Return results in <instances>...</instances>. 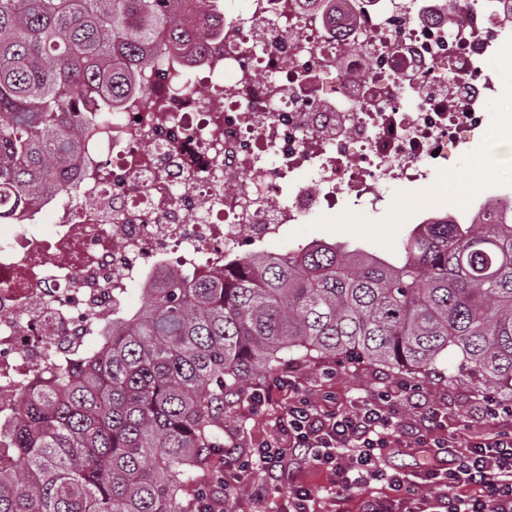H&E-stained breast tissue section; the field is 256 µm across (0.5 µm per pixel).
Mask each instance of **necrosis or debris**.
<instances>
[{"mask_svg": "<svg viewBox=\"0 0 512 512\" xmlns=\"http://www.w3.org/2000/svg\"><path fill=\"white\" fill-rule=\"evenodd\" d=\"M507 34L512 0H340L333 18L245 0L121 104L84 98L111 129L83 137L71 188L0 223V419L48 384L51 358L106 335L119 291L223 265L343 197L381 211L385 186L428 180L485 128Z\"/></svg>", "mask_w": 512, "mask_h": 512, "instance_id": "4bbe7bcc", "label": "necrosis or debris"}]
</instances>
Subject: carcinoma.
Returning <instances> with one entry per match:
<instances>
[{"instance_id": "carcinoma-1", "label": "carcinoma", "mask_w": 512, "mask_h": 512, "mask_svg": "<svg viewBox=\"0 0 512 512\" xmlns=\"http://www.w3.org/2000/svg\"><path fill=\"white\" fill-rule=\"evenodd\" d=\"M188 0H0V212L66 189L87 94L208 36ZM453 350L478 389L512 403V215L415 224L388 261L345 243L253 252L173 277L112 319L0 423V512H205L224 489V417L286 358L396 375Z\"/></svg>"}]
</instances>
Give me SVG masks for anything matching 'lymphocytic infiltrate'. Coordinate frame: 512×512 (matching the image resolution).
Masks as SVG:
<instances>
[{
  "label": "lymphocytic infiltrate",
  "mask_w": 512,
  "mask_h": 512,
  "mask_svg": "<svg viewBox=\"0 0 512 512\" xmlns=\"http://www.w3.org/2000/svg\"><path fill=\"white\" fill-rule=\"evenodd\" d=\"M414 393L401 383L356 400L350 410L299 397L284 411L280 437L237 457L224 486L246 487L261 501L267 488L254 482V473L284 477L290 490L280 512H317L313 486L297 477L308 464L326 475L333 493L358 496V512H512V428L461 444L443 433L442 413L433 406L418 425L407 426L396 399ZM404 448L426 455L429 465L416 474L388 466L387 458ZM374 482L386 484L390 496L362 495Z\"/></svg>",
  "instance_id": "1"
}]
</instances>
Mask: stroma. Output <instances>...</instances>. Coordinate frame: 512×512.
<instances>
[{"instance_id":"35a3bbf8","label":"stroma","mask_w":512,"mask_h":512,"mask_svg":"<svg viewBox=\"0 0 512 512\" xmlns=\"http://www.w3.org/2000/svg\"><path fill=\"white\" fill-rule=\"evenodd\" d=\"M504 136L500 125H492L457 153L451 165L436 172L430 182L388 188L387 210L376 214L344 209L325 212L309 223L289 225L282 237L263 243L262 249L282 253L322 240L346 242L381 257H391L418 217L455 211L462 192L497 191L502 183L512 180V141H505ZM394 379V374L380 365L352 364L341 359L292 362L268 375V382L275 385L270 400L258 410L238 403L224 420V432L234 435L246 452L279 436L284 410L300 394L327 395L336 404L346 406L356 397L376 395ZM410 383L419 387L423 398L441 409L445 433L459 441L512 426V417H482L478 407L484 396L473 388L468 375L451 381L441 366L435 372L411 377Z\"/></svg>"}]
</instances>
